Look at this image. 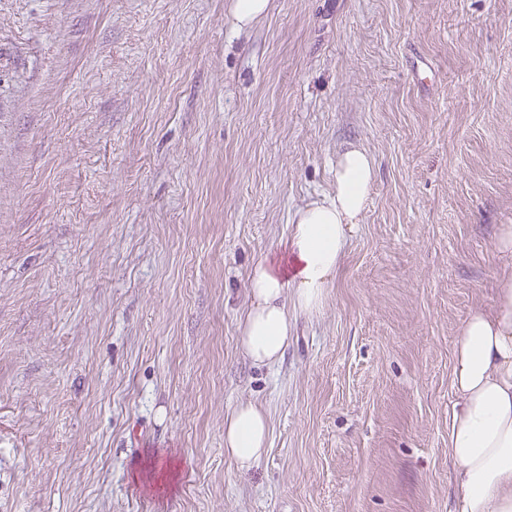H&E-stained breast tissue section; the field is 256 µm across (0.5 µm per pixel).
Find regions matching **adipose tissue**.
<instances>
[{
  "mask_svg": "<svg viewBox=\"0 0 512 512\" xmlns=\"http://www.w3.org/2000/svg\"><path fill=\"white\" fill-rule=\"evenodd\" d=\"M376 175L373 157L352 146L337 159L330 194L298 210L285 250L290 268L259 262L248 276L249 310L238 345L257 366L278 362L291 338L293 312L313 313L340 267L347 237L361 223ZM448 421L451 512H512V273L497 282L492 308L470 310L453 345ZM269 418L245 403L224 419V451L241 469L265 454Z\"/></svg>",
  "mask_w": 512,
  "mask_h": 512,
  "instance_id": "1",
  "label": "adipose tissue"
}]
</instances>
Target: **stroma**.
<instances>
[{
	"instance_id": "1",
	"label": "stroma",
	"mask_w": 512,
	"mask_h": 512,
	"mask_svg": "<svg viewBox=\"0 0 512 512\" xmlns=\"http://www.w3.org/2000/svg\"><path fill=\"white\" fill-rule=\"evenodd\" d=\"M229 2L0 0V512H449L453 344L512 270V0ZM351 145L364 222L254 366L249 272ZM230 12L239 27H246L267 10L268 0H230ZM269 418L263 407L245 403L224 419V452L248 470L266 453Z\"/></svg>"
}]
</instances>
